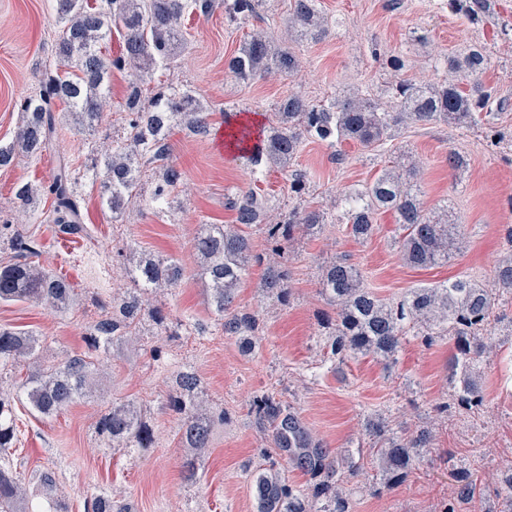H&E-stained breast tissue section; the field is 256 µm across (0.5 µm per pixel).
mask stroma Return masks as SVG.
I'll list each match as a JSON object with an SVG mask.
<instances>
[{
	"instance_id": "stroma-1",
	"label": "stroma",
	"mask_w": 512,
	"mask_h": 512,
	"mask_svg": "<svg viewBox=\"0 0 512 512\" xmlns=\"http://www.w3.org/2000/svg\"><path fill=\"white\" fill-rule=\"evenodd\" d=\"M326 13L342 25L319 43L305 49L302 80L258 79L243 85L227 73L224 62L238 48L245 33L281 25L288 17L289 0H276L266 19L243 24L225 20L223 7L209 16H190L184 24L185 47L170 72L179 87L191 89L208 107L213 129L224 126L225 105L249 112L259 124L267 123L274 103L289 89L319 100L337 88L370 90L386 80L381 62L365 54L379 43L384 51L409 49L406 77L434 82L440 77L429 56L447 54L468 44L484 45L492 66L484 79L501 92L512 94V34L502 35L501 22H512V0H497V25L473 27L448 9V0H323ZM427 32V48H411L409 34ZM56 16L52 0H0V142H11L21 122L20 102L40 86L44 74L62 67L55 53ZM171 158L182 172L180 198L184 211L179 223L163 221L147 210L128 209L122 223L112 221L101 208L96 187L83 180L77 191L83 199L89 234L71 238L48 223L29 225L38 244V262L65 275L77 290L76 305L66 316L27 302L1 303L0 326L34 330L49 342L48 353L86 348L85 334L96 310L99 287L123 285L112 265V253L126 243L140 249L182 259L186 279L163 300L170 319L191 314L201 323L211 321L206 284L192 248L193 229L199 220L228 224L233 214L224 207L225 189L256 185L277 199L282 209L296 206L288 180L280 169L266 167L252 174L241 161L219 150L214 137L200 138L173 130ZM410 150L425 163L424 202L434 209L451 199L454 215L463 224L467 241L448 264L421 269L408 266L395 244L398 226L391 214L377 217L375 233L364 241L349 236L339 224L322 235L302 239L292 260L293 295L285 306L267 311L264 340L258 353L243 354L234 340L210 329L203 336H166L168 370L150 366L147 356L131 351L101 363V389L92 398L63 413L43 418L18 404L16 455L26 473H56V487L68 496L70 512H84V500L98 490L115 492L135 512H257L253 494L241 468L260 463L267 442L246 416L249 397L273 392L287 400L303 421L330 447L344 451L362 443V424L371 412H394L407 426L432 429V460L406 482L376 492V473L364 462L353 481L356 512H440L450 492L448 471L460 459L480 456L483 477H490L512 462V341L504 340L498 353L483 364L486 406L475 414L449 409L438 419L433 408L446 400L450 384L446 365L450 348L423 346L407 338L392 367L368 357L349 360L334 374L304 387L296 380L301 368L319 366L328 356L320 343L324 304L316 290L320 264L332 255L348 254L367 275V283L381 297L397 299L405 290L441 282L459 275L489 279L499 260L512 251L503 226L512 219V151L490 146L483 129L460 131L448 126L413 125L405 128L393 151L374 154L353 143L329 149L307 143L297 159L314 180V200L342 193L370 181L397 151ZM468 159V169L455 176L448 169L449 151ZM90 164L84 138L67 123L41 159L17 158L0 169V220L16 221L13 189L17 184L47 181L59 158ZM189 367L206 382L214 401L228 412L217 426L205 457L200 481L190 485L180 471L178 419L162 408L171 367ZM132 399L141 406L155 436L154 448L129 455L100 447L93 433L98 412L109 403Z\"/></svg>"
}]
</instances>
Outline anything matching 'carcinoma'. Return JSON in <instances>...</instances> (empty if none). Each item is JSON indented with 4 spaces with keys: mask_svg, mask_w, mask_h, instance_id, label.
Returning <instances> with one entry per match:
<instances>
[{
    "mask_svg": "<svg viewBox=\"0 0 512 512\" xmlns=\"http://www.w3.org/2000/svg\"><path fill=\"white\" fill-rule=\"evenodd\" d=\"M55 2L56 53L65 70L42 79L39 94L19 104L22 123L14 140L0 145V169L12 166L19 155L37 160L50 150L57 132V102L63 105L61 113L73 129H94L109 106L115 71L130 73L121 104L124 135L107 145L87 142L92 155L88 169L61 163L44 183L16 185L17 208L36 221L44 217L38 213L41 199H48L50 209L44 218L59 233L86 236L76 187L89 178L97 186L100 205L112 212L115 221L135 203L172 218L182 173L170 162L171 132L179 127L189 135L207 137L210 113L191 90L171 82L154 85L153 75L159 68L173 67L183 47L184 17L209 15L215 0H102L98 6L89 0ZM448 8L477 27L495 19L491 0H448ZM268 9L270 0H224V16L232 23H244ZM337 24L323 11L321 0H289L284 40L278 43L270 32L256 30L225 61L226 69L239 83L271 76L292 78L302 68L300 47L321 41ZM114 30L121 35L122 45L119 54L111 57L102 53L101 44ZM368 51L374 59L384 58L389 73L379 95L339 90L322 103L290 90L275 103L272 122L254 139L241 134L240 112L226 107L224 141L233 143L239 157L252 168L273 164L288 169V190L296 197L308 193L312 183L310 173L294 167L307 141L329 148L351 142L381 152L404 127L445 124L484 128L496 144L512 145V132L495 122L507 99L484 82L490 56L483 46L435 59V69L443 70L445 76L430 83L401 77L407 66L404 52L387 53L376 43ZM146 164L156 165L158 175L149 195L143 196L139 185ZM420 173L419 163L409 155L406 163L385 167L371 182L344 191L327 209L284 211L276 200L252 188L227 190L224 207L233 211V223L202 220L193 238L207 282V303L219 330L242 351L256 352L262 341L263 314L234 305L252 263L264 265L258 284L264 302L272 308L284 306L293 291L290 260L296 245L304 236L322 234L331 224H344L352 237L365 240L374 233L377 215L389 212L399 224L396 244L407 265L432 268L447 263L461 250L464 231L462 225L448 222V209L426 208ZM252 227L264 238L263 258L253 254L247 232ZM0 237L6 239L11 253L9 260H0V302H29L69 311L75 288L66 277L33 261L38 255L33 237L13 224H1ZM117 258L123 260L130 288L100 298L101 307L110 314L89 325L87 351L47 362L42 355L45 337L0 327V375L28 365L16 397L0 396V512H68L57 496L29 492L25 476L10 461L9 450L18 441L15 400L26 401L44 417L58 415L88 396L96 385L98 363L126 343L143 346L158 368L165 362L163 345L144 341L141 328L147 317L154 329L162 333L169 329L163 308L151 300L160 292L178 288L185 269L172 257H159L134 245L118 250ZM318 294L327 306L321 318L324 344L338 364L360 355L389 367L409 335L426 347L447 342L452 344L448 359L451 404L468 413L486 405L483 358L496 346L497 336H512V316L506 313L512 309V251L484 283L457 276L410 288L395 301L380 297L367 285L358 266L335 256L320 267ZM166 406L180 420L182 475L194 483L211 448L214 428L225 421L224 408L209 402L205 381L189 370L175 375ZM247 416L278 452V458L244 470L257 512H354L353 499L345 490L357 470L352 451L328 447L294 407L272 393L254 396ZM94 433L103 447L127 453L155 445L141 408L130 399L101 410ZM364 435L371 441L379 485L386 489L420 470L434 449L429 428L397 431L380 414L365 418ZM283 465L300 472L305 483H288L281 474ZM451 476L453 502L444 504L441 512H472L485 496L473 464H460ZM498 481V512H512V464L499 471ZM87 512H132V506L100 491L91 495Z\"/></svg>",
    "mask_w": 512,
    "mask_h": 512,
    "instance_id": "carcinoma-1",
    "label": "carcinoma"
}]
</instances>
